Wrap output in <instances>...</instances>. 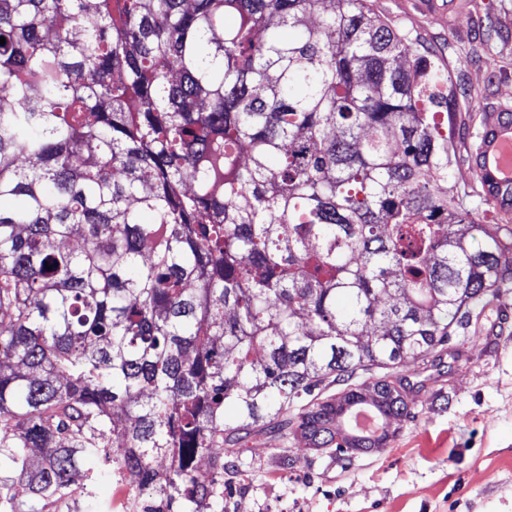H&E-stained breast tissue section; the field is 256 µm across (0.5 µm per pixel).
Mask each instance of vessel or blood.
Here are the masks:
<instances>
[{"label": "vessel or blood", "instance_id": "vessel-or-blood-1", "mask_svg": "<svg viewBox=\"0 0 512 512\" xmlns=\"http://www.w3.org/2000/svg\"><path fill=\"white\" fill-rule=\"evenodd\" d=\"M483 148L478 152L474 166L480 180L497 187L512 183V126L499 120L497 114H488Z\"/></svg>", "mask_w": 512, "mask_h": 512}]
</instances>
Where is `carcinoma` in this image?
<instances>
[{
  "label": "carcinoma",
  "mask_w": 512,
  "mask_h": 512,
  "mask_svg": "<svg viewBox=\"0 0 512 512\" xmlns=\"http://www.w3.org/2000/svg\"><path fill=\"white\" fill-rule=\"evenodd\" d=\"M0 37V512H224L295 410L382 448L390 371L512 279V187L448 182V71L368 0H0ZM124 496V490L113 483L103 481L98 491V512H123L120 502Z\"/></svg>",
  "instance_id": "cac0c4a2"
}]
</instances>
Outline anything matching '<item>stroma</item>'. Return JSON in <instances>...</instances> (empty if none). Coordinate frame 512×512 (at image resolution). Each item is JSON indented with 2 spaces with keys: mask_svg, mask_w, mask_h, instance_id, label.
Segmentation results:
<instances>
[{
  "mask_svg": "<svg viewBox=\"0 0 512 512\" xmlns=\"http://www.w3.org/2000/svg\"><path fill=\"white\" fill-rule=\"evenodd\" d=\"M372 2L448 63V134L462 155L450 181L470 190L479 140L466 106L512 113V0L477 12L458 0L451 13ZM447 348L437 365L397 369L411 415L392 420L387 447L344 456L307 447L293 428L246 437L224 458V512H512V318L489 314L479 340Z\"/></svg>",
  "mask_w": 512,
  "mask_h": 512,
  "instance_id": "obj_1",
  "label": "stroma"
}]
</instances>
